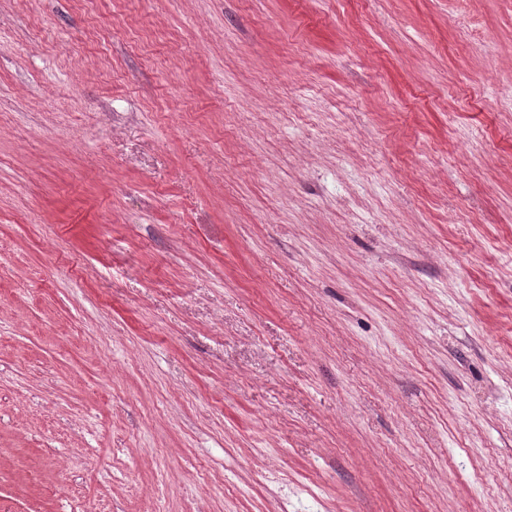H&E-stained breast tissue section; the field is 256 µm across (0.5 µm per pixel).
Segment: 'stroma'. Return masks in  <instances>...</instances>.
<instances>
[{
  "label": "stroma",
  "mask_w": 512,
  "mask_h": 512,
  "mask_svg": "<svg viewBox=\"0 0 512 512\" xmlns=\"http://www.w3.org/2000/svg\"><path fill=\"white\" fill-rule=\"evenodd\" d=\"M0 512H512V0H0Z\"/></svg>",
  "instance_id": "stroma-1"
}]
</instances>
